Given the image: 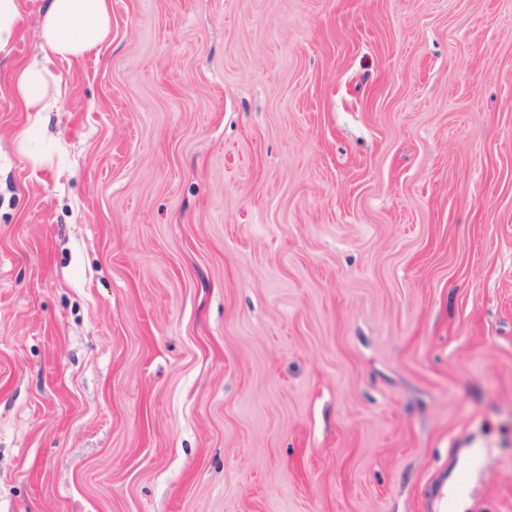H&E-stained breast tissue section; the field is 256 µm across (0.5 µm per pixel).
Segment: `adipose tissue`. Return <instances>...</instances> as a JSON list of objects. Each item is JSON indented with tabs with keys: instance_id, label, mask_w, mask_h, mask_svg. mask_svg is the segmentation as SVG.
<instances>
[{
	"instance_id": "obj_1",
	"label": "adipose tissue",
	"mask_w": 512,
	"mask_h": 512,
	"mask_svg": "<svg viewBox=\"0 0 512 512\" xmlns=\"http://www.w3.org/2000/svg\"><path fill=\"white\" fill-rule=\"evenodd\" d=\"M40 54L10 74L11 93L27 111H45L46 102L66 88L56 64L80 59L111 33L109 0H47L42 11Z\"/></svg>"
}]
</instances>
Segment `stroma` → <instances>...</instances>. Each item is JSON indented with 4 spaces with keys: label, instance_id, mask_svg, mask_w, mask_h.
I'll return each instance as SVG.
<instances>
[{
    "label": "stroma",
    "instance_id": "1",
    "mask_svg": "<svg viewBox=\"0 0 512 512\" xmlns=\"http://www.w3.org/2000/svg\"><path fill=\"white\" fill-rule=\"evenodd\" d=\"M111 2L0 58V512H512V0ZM42 11L40 55L10 74L11 93L28 112H44L49 98L66 93L56 63L80 59L111 33L109 0H46Z\"/></svg>",
    "mask_w": 512,
    "mask_h": 512
}]
</instances>
